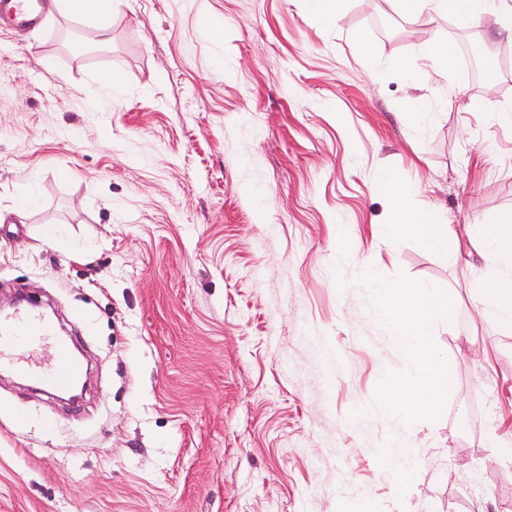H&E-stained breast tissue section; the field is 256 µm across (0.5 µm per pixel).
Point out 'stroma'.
<instances>
[{
	"label": "stroma",
	"instance_id": "obj_1",
	"mask_svg": "<svg viewBox=\"0 0 512 512\" xmlns=\"http://www.w3.org/2000/svg\"><path fill=\"white\" fill-rule=\"evenodd\" d=\"M42 4L0 26V301L55 310L87 390L0 371V512H512V332L468 292L498 267L394 239L379 188L461 237L512 214V32L390 0L332 24L305 0H112L102 46ZM435 40L496 85L435 68ZM386 282L451 300L436 413L377 405L414 363Z\"/></svg>",
	"mask_w": 512,
	"mask_h": 512
}]
</instances>
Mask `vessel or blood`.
<instances>
[{"instance_id": "b4317fda", "label": "vessel or blood", "mask_w": 512, "mask_h": 512, "mask_svg": "<svg viewBox=\"0 0 512 512\" xmlns=\"http://www.w3.org/2000/svg\"><path fill=\"white\" fill-rule=\"evenodd\" d=\"M39 0H0V18L12 16L21 24L35 21ZM56 344V361L49 368H41L33 359H20L18 349L34 350L47 342ZM0 367L9 368L19 375L38 380L49 378L54 387L66 389L80 373L76 362L67 353L65 342L55 341L51 324L35 314L19 311L0 319Z\"/></svg>"}]
</instances>
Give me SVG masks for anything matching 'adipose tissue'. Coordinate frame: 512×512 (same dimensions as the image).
<instances>
[{"instance_id": "ef3b65f1", "label": "adipose tissue", "mask_w": 512, "mask_h": 512, "mask_svg": "<svg viewBox=\"0 0 512 512\" xmlns=\"http://www.w3.org/2000/svg\"><path fill=\"white\" fill-rule=\"evenodd\" d=\"M393 4L405 15L427 12L461 21L491 13L504 28L512 30V0H393ZM53 7L65 18L89 21L100 43L111 41L112 0H53ZM383 191L391 203V224L410 232L423 249H447L452 228L439 220L434 208L406 205L394 178L385 179ZM469 240L480 254L505 266L495 280L472 281L470 293L490 308L498 328L512 331V215L471 227ZM375 296L378 315L397 320L401 346L416 356L411 370L384 388L381 405L404 415L436 411L447 402L455 382L452 366L431 343L434 323L451 313L447 295L432 288L384 284L376 288Z\"/></svg>"}]
</instances>
